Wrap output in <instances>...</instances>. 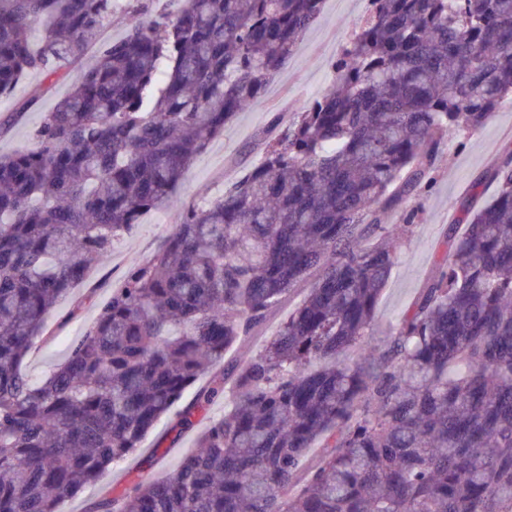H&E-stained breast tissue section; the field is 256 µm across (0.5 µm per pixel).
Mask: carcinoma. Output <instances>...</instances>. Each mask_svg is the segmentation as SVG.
<instances>
[{
    "mask_svg": "<svg viewBox=\"0 0 512 512\" xmlns=\"http://www.w3.org/2000/svg\"><path fill=\"white\" fill-rule=\"evenodd\" d=\"M0 0V96L98 55L0 154V512H59L141 447L229 394L171 472L90 512H512V153L452 204L448 251L390 344L367 342L401 231L448 137L512 100V0H371L330 89L261 163L193 205L40 383L44 317L112 240L169 206L195 157L247 110L323 0ZM39 43H34L35 32ZM492 185L494 195L484 197ZM257 353L242 351L304 282Z\"/></svg>",
    "mask_w": 512,
    "mask_h": 512,
    "instance_id": "carcinoma-1",
    "label": "carcinoma"
}]
</instances>
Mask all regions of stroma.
Segmentation results:
<instances>
[{"instance_id":"obj_1","label":"stroma","mask_w":512,"mask_h":512,"mask_svg":"<svg viewBox=\"0 0 512 512\" xmlns=\"http://www.w3.org/2000/svg\"><path fill=\"white\" fill-rule=\"evenodd\" d=\"M368 8L367 0H325L318 22L300 39L251 109L227 124L223 134L195 158L177 186L170 207L146 214L140 224L113 240L111 250L90 270L86 284L61 299L48 314V336L37 343L23 363L29 377L42 379L64 361L69 341L82 335L94 321L112 287L120 284L132 264L158 249L186 208L215 195L224 183L238 179L258 164L274 115L285 117L302 111L328 88L336 52ZM81 71V66H69L52 78L32 72L11 93L0 96V121L6 123L0 128V151L36 149L34 130L43 113L51 111L66 95ZM511 143L512 110L502 109L482 128L449 137L446 159L435 174L434 187L416 200L417 218L401 242L389 282L377 301L370 338L373 345L386 343L433 265L443 258L445 233L453 218L450 203L460 200ZM223 414L224 401L216 399L171 448L160 443L169 425L168 420H161L134 455L110 467L96 485L68 498L63 512H89L97 497L131 491L147 477L145 462L149 458L158 460L156 473L171 471L194 450L199 431Z\"/></svg>"}]
</instances>
